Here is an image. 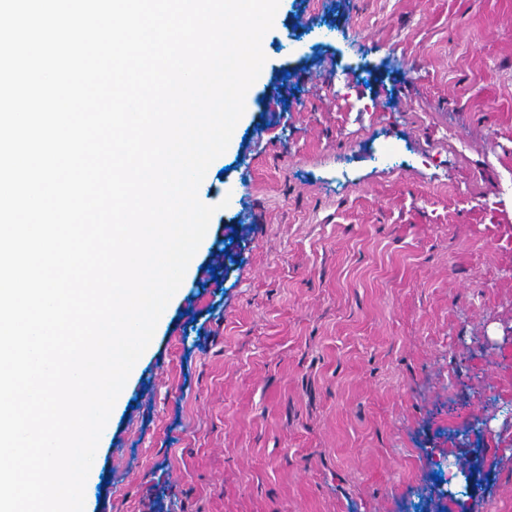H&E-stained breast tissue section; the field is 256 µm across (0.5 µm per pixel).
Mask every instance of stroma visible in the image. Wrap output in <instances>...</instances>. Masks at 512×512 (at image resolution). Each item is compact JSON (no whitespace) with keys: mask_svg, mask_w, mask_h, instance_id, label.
I'll list each match as a JSON object with an SVG mask.
<instances>
[{"mask_svg":"<svg viewBox=\"0 0 512 512\" xmlns=\"http://www.w3.org/2000/svg\"><path fill=\"white\" fill-rule=\"evenodd\" d=\"M265 51L86 512H512V0H280Z\"/></svg>","mask_w":512,"mask_h":512,"instance_id":"1","label":"stroma"}]
</instances>
